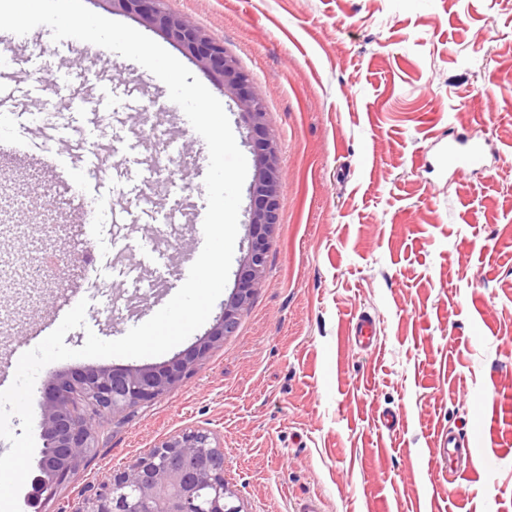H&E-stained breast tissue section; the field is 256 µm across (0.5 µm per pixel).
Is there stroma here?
Returning a JSON list of instances; mask_svg holds the SVG:
<instances>
[{"mask_svg": "<svg viewBox=\"0 0 512 512\" xmlns=\"http://www.w3.org/2000/svg\"><path fill=\"white\" fill-rule=\"evenodd\" d=\"M251 77L282 177L279 220L261 284L235 332L194 373L126 421L102 420L98 448L38 512H73L88 487L164 438L204 428L224 443V476L243 512H512V0H162ZM11 75L32 113L66 123L65 160L91 152L110 192L126 157L153 187L154 223L104 215L102 258L86 264L80 199L36 159L0 153V269L58 258L64 275L0 287V374L88 301L87 332L123 337L181 286L176 266L201 244L190 208L206 204L205 141L171 112L168 90L141 65L100 46L26 37ZM218 97L249 174L259 159L247 115L199 66ZM111 112L110 126L89 124ZM481 140L487 168L454 176L439 153L452 137ZM189 209L175 222L171 201ZM377 321L371 349L350 330ZM74 358L55 375L138 366ZM470 455L449 473V431Z\"/></svg>", "mask_w": 512, "mask_h": 512, "instance_id": "1", "label": "stroma"}]
</instances>
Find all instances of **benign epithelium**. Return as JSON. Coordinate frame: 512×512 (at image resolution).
<instances>
[{"mask_svg":"<svg viewBox=\"0 0 512 512\" xmlns=\"http://www.w3.org/2000/svg\"><path fill=\"white\" fill-rule=\"evenodd\" d=\"M120 11L158 29L187 50L197 65L222 81L251 122L259 168L253 184L251 243L238 273L237 288L216 325L187 352L162 365L89 368L60 374L46 388L40 409L43 441L38 489H54L76 475L95 448L96 419L122 418L128 409L150 401L189 376L209 350L237 326L239 312L261 283L268 238L278 223L280 168L264 122V106L250 90L249 76L224 51L221 42L189 18L171 13L161 0H108ZM88 404L83 411L76 397ZM75 512H242L224 478V448L206 429H185L167 437L151 456L136 458L127 468L90 489Z\"/></svg>","mask_w":512,"mask_h":512,"instance_id":"obj_1","label":"benign epithelium"}]
</instances>
